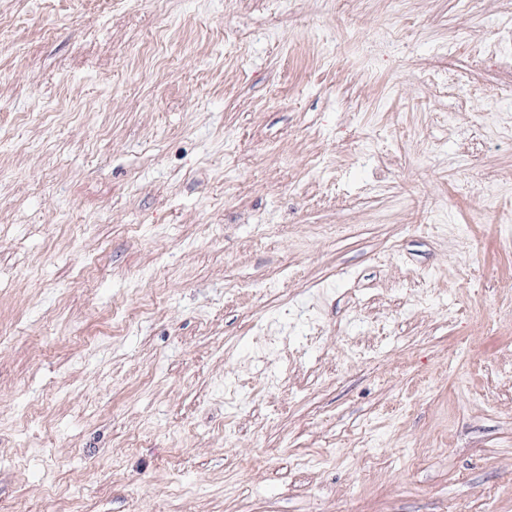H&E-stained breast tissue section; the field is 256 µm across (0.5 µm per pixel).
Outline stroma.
Wrapping results in <instances>:
<instances>
[{"instance_id": "35a3bbf8", "label": "stroma", "mask_w": 512, "mask_h": 512, "mask_svg": "<svg viewBox=\"0 0 512 512\" xmlns=\"http://www.w3.org/2000/svg\"><path fill=\"white\" fill-rule=\"evenodd\" d=\"M0 14V512H512V0Z\"/></svg>"}]
</instances>
